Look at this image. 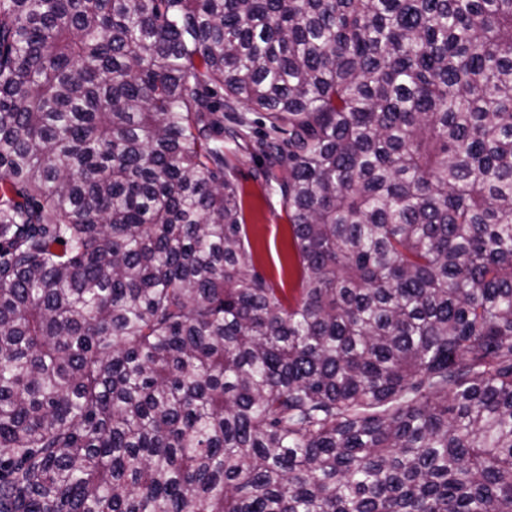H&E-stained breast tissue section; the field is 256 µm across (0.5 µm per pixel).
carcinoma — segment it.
Instances as JSON below:
<instances>
[{
    "label": "carcinoma",
    "instance_id": "carcinoma-1",
    "mask_svg": "<svg viewBox=\"0 0 512 512\" xmlns=\"http://www.w3.org/2000/svg\"><path fill=\"white\" fill-rule=\"evenodd\" d=\"M0 512H512V0H0ZM261 162L247 152L231 157L233 178L255 267L291 299L299 287L288 216L279 196L257 176ZM282 267V269H281Z\"/></svg>",
    "mask_w": 512,
    "mask_h": 512
}]
</instances>
